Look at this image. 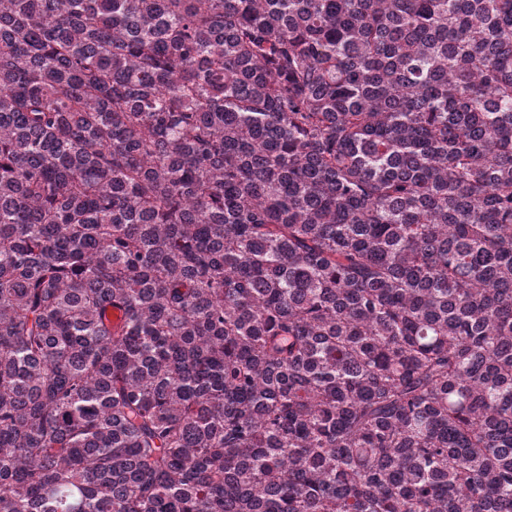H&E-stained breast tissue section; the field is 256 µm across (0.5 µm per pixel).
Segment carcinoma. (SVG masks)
<instances>
[{
    "instance_id": "carcinoma-1",
    "label": "carcinoma",
    "mask_w": 512,
    "mask_h": 512,
    "mask_svg": "<svg viewBox=\"0 0 512 512\" xmlns=\"http://www.w3.org/2000/svg\"><path fill=\"white\" fill-rule=\"evenodd\" d=\"M0 512H512V0H0Z\"/></svg>"
}]
</instances>
